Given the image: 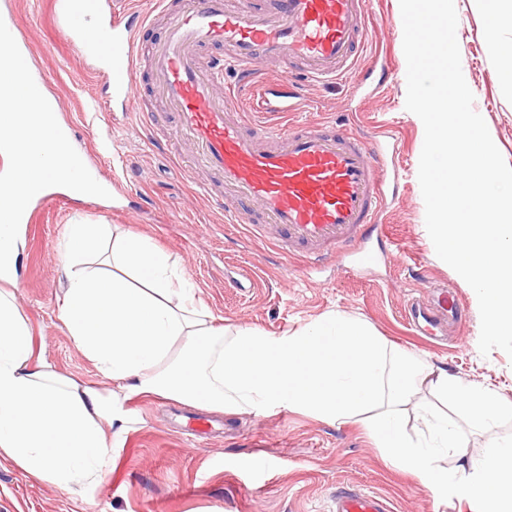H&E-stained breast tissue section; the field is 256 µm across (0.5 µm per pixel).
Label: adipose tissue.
<instances>
[{
    "instance_id": "1",
    "label": "adipose tissue",
    "mask_w": 512,
    "mask_h": 512,
    "mask_svg": "<svg viewBox=\"0 0 512 512\" xmlns=\"http://www.w3.org/2000/svg\"><path fill=\"white\" fill-rule=\"evenodd\" d=\"M112 253L92 264L104 238ZM61 318L75 344L114 383L111 391L52 370L36 352L13 292L0 289V458L25 474L78 494L107 468L113 432L126 430L124 402L154 395L220 412L298 411L329 422L364 418L393 467L431 491L512 512V439L497 438L512 402L402 351L357 317L325 315L279 336L216 329L194 284L171 254L104 224H71ZM460 407L467 432L422 409L424 433L407 431L420 392ZM485 436L484 453L443 467L465 433Z\"/></svg>"
}]
</instances>
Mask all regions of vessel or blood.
<instances>
[{
    "mask_svg": "<svg viewBox=\"0 0 512 512\" xmlns=\"http://www.w3.org/2000/svg\"><path fill=\"white\" fill-rule=\"evenodd\" d=\"M165 36L152 43L154 86L177 118L183 144L212 179L206 199L218 204L214 185L237 207L235 223L285 254L315 261L351 258L378 265L384 239V187L389 179L384 145L389 133L367 138L347 126L297 123L283 129L259 124L260 112L293 111L300 91L286 82L255 81L263 63L301 67L310 84L346 77L367 40V0H157ZM58 31L102 73L110 101L124 112H144L134 87L138 37L149 21L113 11L109 0H53ZM233 68L252 85L250 109L234 94L218 92ZM460 303L439 285L429 306L411 304L409 326L419 315L443 327L457 323ZM333 512H390L387 501L350 487L336 490Z\"/></svg>",
    "mask_w": 512,
    "mask_h": 512,
    "instance_id": "b4317fda",
    "label": "vessel or blood"
}]
</instances>
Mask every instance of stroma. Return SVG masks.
<instances>
[{"label": "stroma", "mask_w": 512, "mask_h": 512, "mask_svg": "<svg viewBox=\"0 0 512 512\" xmlns=\"http://www.w3.org/2000/svg\"><path fill=\"white\" fill-rule=\"evenodd\" d=\"M12 15L28 45L35 78L49 83V97L64 123L76 131L72 144L90 153L106 178H117L122 194L93 200L68 196L42 205L25 229L13 292L35 343L58 372L101 390L113 384L80 352L60 318L66 283L62 242L68 224H107L147 237L179 260V269L216 325L258 328L280 335L313 319L341 312L365 319L398 347L466 381L495 387L512 401V359L499 349L479 351L478 300L468 284L435 253L425 226L418 181L424 128L405 107L407 65L399 0H370L366 21L370 44L355 72L325 87L304 89L300 120L344 122L365 136L390 130L392 160L400 171L383 221L394 241L373 270L351 261L306 273L299 259L226 223L222 210L198 196L205 177L180 168L185 150L176 126L156 93L148 66L138 73L137 93L161 119L146 130L136 112L109 111L104 80L91 62L59 34L52 0H0V17ZM457 40L474 109L512 165V63L490 45L484 0H458ZM390 70L388 85L364 79L368 69ZM417 263L421 279H410L405 263ZM254 283L233 287L240 268ZM448 284L463 309L448 338L427 345L406 325L410 300ZM130 423L112 440V466L102 479L75 496L25 475L0 459V512H332L338 486L353 484L386 498L391 512H478L475 505L433 493L414 475L388 466L362 422L328 424L282 411L213 413L203 434L184 433L181 414L189 405L161 398L130 397ZM269 467L252 470L251 460Z\"/></svg>", "instance_id": "stroma-1"}]
</instances>
